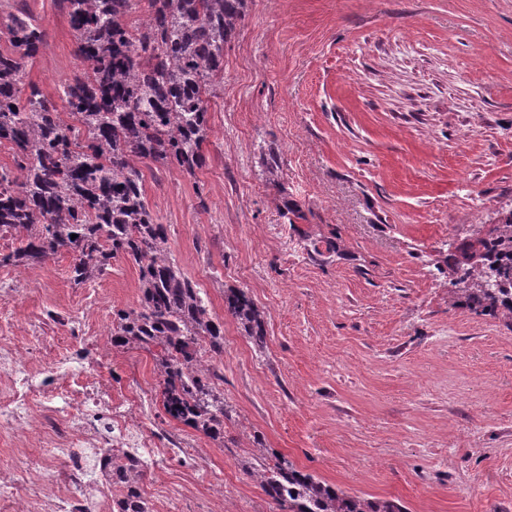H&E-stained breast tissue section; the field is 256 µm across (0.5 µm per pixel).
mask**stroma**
<instances>
[{
	"instance_id": "obj_1",
	"label": "stroma",
	"mask_w": 512,
	"mask_h": 512,
	"mask_svg": "<svg viewBox=\"0 0 512 512\" xmlns=\"http://www.w3.org/2000/svg\"><path fill=\"white\" fill-rule=\"evenodd\" d=\"M10 3L46 30L30 78L54 93L83 69L68 17L59 0ZM208 126L195 176L140 170L224 323L223 443L165 413L150 353L112 349L115 311L138 300L125 258L80 286L64 252L25 288L0 266V334L108 354L113 392L146 411L158 447L203 458L198 475L177 458L146 475L154 512H284L238 465L258 440L406 512H512V328L455 307L447 264L448 243L512 210V0H247ZM320 237L336 252H314ZM230 288L265 311L264 347L226 312ZM48 299L79 328L39 334Z\"/></svg>"
}]
</instances>
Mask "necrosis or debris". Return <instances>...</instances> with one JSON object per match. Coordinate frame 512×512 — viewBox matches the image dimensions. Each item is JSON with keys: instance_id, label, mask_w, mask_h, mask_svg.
I'll return each mask as SVG.
<instances>
[{"instance_id": "obj_1", "label": "necrosis or debris", "mask_w": 512, "mask_h": 512, "mask_svg": "<svg viewBox=\"0 0 512 512\" xmlns=\"http://www.w3.org/2000/svg\"><path fill=\"white\" fill-rule=\"evenodd\" d=\"M76 350L31 354L14 336H0V439L41 454L23 465H0V512H112V485L101 472L107 449L158 468L174 449L159 450L147 420L112 398L99 369L79 368L68 383L59 371Z\"/></svg>"}]
</instances>
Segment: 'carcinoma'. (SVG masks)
<instances>
[{
    "label": "carcinoma",
    "mask_w": 512,
    "mask_h": 512,
    "mask_svg": "<svg viewBox=\"0 0 512 512\" xmlns=\"http://www.w3.org/2000/svg\"><path fill=\"white\" fill-rule=\"evenodd\" d=\"M60 2L84 63L57 90L64 112L25 83L45 43L42 25L23 9L0 13L7 43L0 47V145L14 152V166L0 167V233L12 241L0 265L27 270L64 251L80 286L105 274L116 256L132 260L139 304L116 313L112 347L151 353L166 414L222 444L224 322L172 258L137 163L190 176L203 167L209 105L224 92V45L247 0ZM142 2L143 14L131 20ZM262 162L279 177L274 147L262 151ZM448 267L455 305L512 327V210L454 246ZM224 306L244 336L264 344L265 312L245 291L229 290ZM239 465L288 512H403L396 499L350 495L265 448L244 450ZM103 470L117 491L115 512H153L139 459H114L109 449Z\"/></svg>",
    "instance_id": "carcinoma-1"
}]
</instances>
